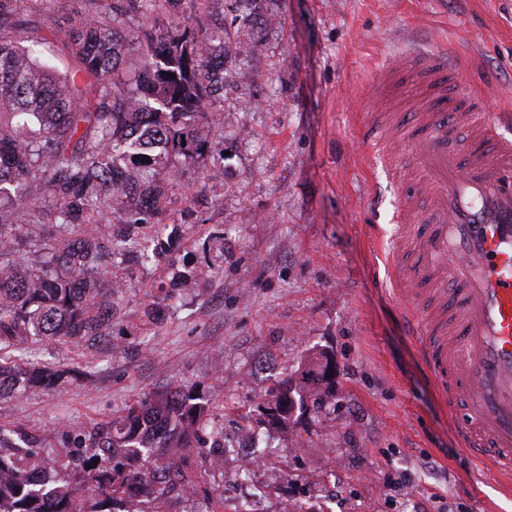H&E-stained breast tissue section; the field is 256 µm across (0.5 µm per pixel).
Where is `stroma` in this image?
<instances>
[{
	"mask_svg": "<svg viewBox=\"0 0 512 512\" xmlns=\"http://www.w3.org/2000/svg\"><path fill=\"white\" fill-rule=\"evenodd\" d=\"M247 10L274 23L225 66L222 196L208 194L205 161L184 166L167 218L188 197L209 200L175 266L126 272L111 350L33 346L30 360L89 374L0 396V425L57 449L66 432L176 385L212 399L226 433L245 424L264 439L259 512H512V483L460 448L408 334L388 271L401 188L361 134L381 101L405 112L402 85L377 78L415 51H446L461 89L512 113V0H250ZM184 14L243 37L234 0L206 10L186 0ZM30 19L19 34L38 42L41 61L75 70L43 12ZM215 231L218 274L163 301L147 325L152 286L196 265L194 240ZM322 353L336 362L332 396L269 426L257 409L267 389Z\"/></svg>",
	"mask_w": 512,
	"mask_h": 512,
	"instance_id": "35a3bbf8",
	"label": "stroma"
}]
</instances>
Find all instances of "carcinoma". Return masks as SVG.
<instances>
[{"label":"carcinoma","instance_id":"1","mask_svg":"<svg viewBox=\"0 0 512 512\" xmlns=\"http://www.w3.org/2000/svg\"><path fill=\"white\" fill-rule=\"evenodd\" d=\"M31 0H0V28L23 25ZM183 0H116L110 20L95 9L71 23L63 46L78 62L61 75L31 47L0 41V394L26 393L75 374L28 360L31 345L111 346L114 296L130 270L174 262L185 225L160 222L181 166L206 157L223 168L212 98L224 89V62L247 42L224 40L180 20ZM133 12L151 29L128 40L117 28ZM170 23L163 24L164 20ZM136 53L140 72L122 75ZM174 77H169V74ZM54 202L38 205L35 197ZM113 219L104 221L105 214ZM197 267L172 285L196 288L224 262V236L195 240ZM320 355L302 371L313 402L330 394ZM285 378L259 407L273 426L295 405ZM224 466V427L210 400L171 387L148 394L115 419L66 434L58 451L22 425L0 426V512H161L171 493L210 494L188 460Z\"/></svg>","mask_w":512,"mask_h":512}]
</instances>
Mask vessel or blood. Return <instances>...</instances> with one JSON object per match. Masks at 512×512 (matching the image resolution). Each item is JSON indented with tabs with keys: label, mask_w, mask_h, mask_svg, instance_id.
<instances>
[{
	"label": "vessel or blood",
	"mask_w": 512,
	"mask_h": 512,
	"mask_svg": "<svg viewBox=\"0 0 512 512\" xmlns=\"http://www.w3.org/2000/svg\"><path fill=\"white\" fill-rule=\"evenodd\" d=\"M444 53L402 57L382 80L404 77L424 95L395 168L407 171L391 267L409 301L406 322L460 445L489 474H512V116L448 90ZM447 99L450 117L436 109Z\"/></svg>",
	"instance_id": "vessel-or-blood-1"
}]
</instances>
